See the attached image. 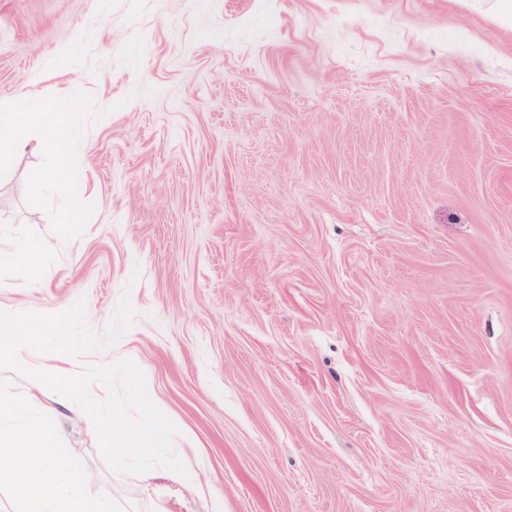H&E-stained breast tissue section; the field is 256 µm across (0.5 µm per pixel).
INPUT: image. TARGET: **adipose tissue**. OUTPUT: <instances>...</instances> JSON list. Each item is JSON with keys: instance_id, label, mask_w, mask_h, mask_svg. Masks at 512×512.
Returning a JSON list of instances; mask_svg holds the SVG:
<instances>
[{"instance_id": "adipose-tissue-1", "label": "adipose tissue", "mask_w": 512, "mask_h": 512, "mask_svg": "<svg viewBox=\"0 0 512 512\" xmlns=\"http://www.w3.org/2000/svg\"><path fill=\"white\" fill-rule=\"evenodd\" d=\"M28 146L50 157L49 166L30 181L29 193L40 197L55 192L64 201L58 223H83L89 180L85 173L73 169L72 159L84 145L72 136L67 114L42 111L24 99L0 108V175L14 169ZM40 264L39 248L28 241L0 251V272H20L33 286L40 281Z\"/></svg>"}]
</instances>
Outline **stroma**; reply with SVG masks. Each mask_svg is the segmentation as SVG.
<instances>
[{
  "mask_svg": "<svg viewBox=\"0 0 512 512\" xmlns=\"http://www.w3.org/2000/svg\"><path fill=\"white\" fill-rule=\"evenodd\" d=\"M64 112L85 221L0 177V306L85 303L198 448L118 475L122 512H512V25L496 0H0V106ZM41 251L29 241L19 242L9 251H0V272L18 271L34 287L40 281Z\"/></svg>",
  "mask_w": 512,
  "mask_h": 512,
  "instance_id": "obj_1",
  "label": "stroma"
}]
</instances>
